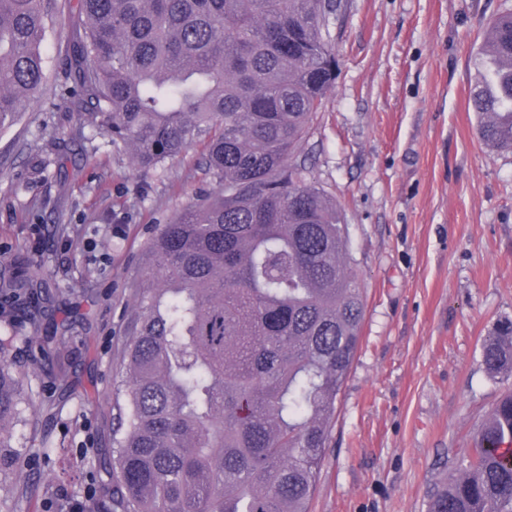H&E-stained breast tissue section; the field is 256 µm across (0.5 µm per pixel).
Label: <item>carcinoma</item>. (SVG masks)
I'll list each match as a JSON object with an SVG mask.
<instances>
[{
    "mask_svg": "<svg viewBox=\"0 0 512 512\" xmlns=\"http://www.w3.org/2000/svg\"><path fill=\"white\" fill-rule=\"evenodd\" d=\"M340 0H80L85 37L61 98L147 174L204 145L217 196L148 242L120 337L112 451L98 495L71 512H308L356 355L364 288L336 202L302 145L334 88ZM46 0H0V129L45 80ZM499 59L469 105L489 147L512 152V12L477 53ZM41 269L0 264V297L38 312ZM512 377V322L482 344ZM25 399L0 341V474L22 472L12 426ZM427 512H512V391Z\"/></svg>",
    "mask_w": 512,
    "mask_h": 512,
    "instance_id": "obj_1",
    "label": "carcinoma"
}]
</instances>
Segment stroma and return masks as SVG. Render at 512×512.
Masks as SVG:
<instances>
[{"label": "stroma", "instance_id": "obj_1", "mask_svg": "<svg viewBox=\"0 0 512 512\" xmlns=\"http://www.w3.org/2000/svg\"><path fill=\"white\" fill-rule=\"evenodd\" d=\"M512 0H341L338 62L303 146L310 178L349 226L366 290L360 345L309 512H427L512 383L488 373L481 345L512 321V153L477 134L469 93L490 19ZM72 0L50 13L42 96L0 129V263L42 267L48 296L29 317L0 305V339L26 396L14 447L30 512L95 489L91 460L112 449V390L129 284L158 225L218 185L202 146L149 174L60 102ZM56 335L57 357L31 350ZM65 445L69 482L49 477Z\"/></svg>", "mask_w": 512, "mask_h": 512}]
</instances>
